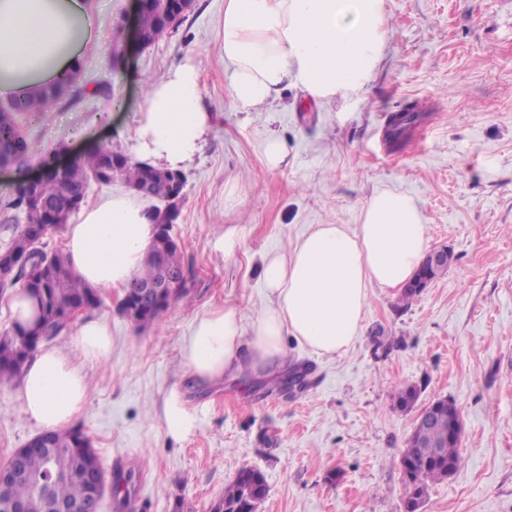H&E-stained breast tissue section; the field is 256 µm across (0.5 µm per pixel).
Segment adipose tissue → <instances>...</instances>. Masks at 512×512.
<instances>
[{
	"mask_svg": "<svg viewBox=\"0 0 512 512\" xmlns=\"http://www.w3.org/2000/svg\"><path fill=\"white\" fill-rule=\"evenodd\" d=\"M101 34L86 0H0V93L37 95L74 74L84 47ZM386 36L383 0H225L220 52L231 96L245 111L300 89L321 101L359 95L375 73ZM140 154L182 169L200 149L212 117L203 106L200 64L168 69L143 95ZM154 212L113 193L84 208L65 231L73 274L96 289L123 288L138 273L156 228ZM429 247L424 217L409 195L383 189L363 207L356 229L319 224L286 253H268L261 279L270 303L253 335L231 306L194 323L182 346L192 375L221 383L282 367L288 342L320 356L346 352L359 338L368 291L412 279ZM74 354L37 347L20 374L24 413L47 430L68 427L88 397L87 367L112 349L107 324L84 317ZM168 436L196 428L178 388L161 407Z\"/></svg>",
	"mask_w": 512,
	"mask_h": 512,
	"instance_id": "adipose-tissue-1",
	"label": "adipose tissue"
}]
</instances>
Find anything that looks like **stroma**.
Masks as SVG:
<instances>
[{
	"instance_id": "35a3bbf8",
	"label": "stroma",
	"mask_w": 512,
	"mask_h": 512,
	"mask_svg": "<svg viewBox=\"0 0 512 512\" xmlns=\"http://www.w3.org/2000/svg\"><path fill=\"white\" fill-rule=\"evenodd\" d=\"M104 36L81 54L73 104L18 122L23 166L0 167V196L48 159L72 161L90 141L136 157L146 77L187 57L201 62L214 120L183 171L188 182L173 233L188 271L186 295L145 330L124 318L115 294L96 309L112 333L107 360L88 370V400L74 420L109 480L101 512H210L244 467L262 470L257 512H403L400 457L416 412L395 409L404 385L419 406L455 401L464 420L462 466L433 484L423 512H512V0H384L386 39L365 92L318 103L297 89L245 112L232 101L219 41L224 0H195L177 30L129 50L112 66L115 27L131 32L137 0H89ZM107 94H98L99 85ZM416 105L427 118L390 146V115ZM276 134L288 163L270 168L262 143ZM235 189L228 203L224 193ZM410 194L430 248L454 260L411 304L397 288L369 291L363 334L346 353L321 357L288 345L305 372L291 396L252 375L197 382L181 348L197 317L235 307L253 328L267 304L262 254L291 249L318 224L355 227L372 194ZM229 235L228 254L215 249ZM197 417L187 438L167 436L158 412L172 385ZM18 385L0 388V465L38 435Z\"/></svg>"
}]
</instances>
